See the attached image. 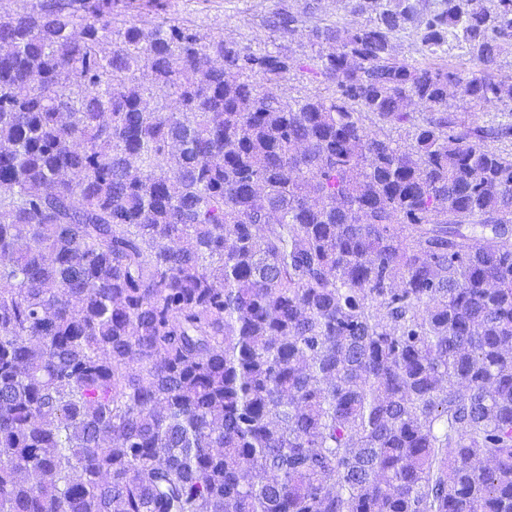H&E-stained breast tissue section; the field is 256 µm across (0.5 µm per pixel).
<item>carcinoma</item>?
I'll return each instance as SVG.
<instances>
[{
  "label": "carcinoma",
  "instance_id": "1",
  "mask_svg": "<svg viewBox=\"0 0 512 512\" xmlns=\"http://www.w3.org/2000/svg\"><path fill=\"white\" fill-rule=\"evenodd\" d=\"M422 2L0 14V512H512V0ZM165 17L183 21L200 43H209L214 37L250 44L255 50L276 49L300 61L314 55L318 47L307 38H288L272 34L264 27L265 17L279 6H286L303 20V28L317 18L349 23L354 17L345 8L344 0H165ZM314 4V14H308V4ZM314 17V18H313ZM316 17V18H315ZM264 87L266 90L274 94H288V96L297 97L313 93L318 90V88L322 89L324 85L310 82L306 76H301L300 73H291L288 78L282 80L281 82L274 85L264 84ZM469 106L462 98H452L448 100V113L455 115L459 120L467 122L477 121L479 124H490L493 120H498L500 112L492 110L491 112H470Z\"/></svg>",
  "mask_w": 512,
  "mask_h": 512
}]
</instances>
